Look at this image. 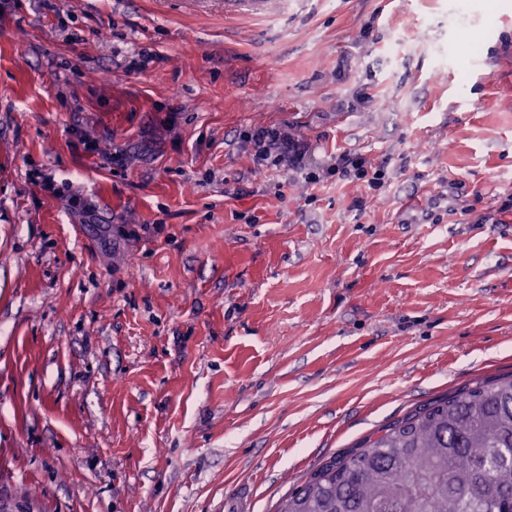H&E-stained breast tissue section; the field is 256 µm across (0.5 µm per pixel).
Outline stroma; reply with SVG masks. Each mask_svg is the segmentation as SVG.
Here are the masks:
<instances>
[{"instance_id": "stroma-1", "label": "stroma", "mask_w": 512, "mask_h": 512, "mask_svg": "<svg viewBox=\"0 0 512 512\" xmlns=\"http://www.w3.org/2000/svg\"><path fill=\"white\" fill-rule=\"evenodd\" d=\"M288 123L391 183L253 180ZM511 194L512 0H0V505L278 512L511 377ZM273 1L276 0H224V13L261 17L267 12V5Z\"/></svg>"}]
</instances>
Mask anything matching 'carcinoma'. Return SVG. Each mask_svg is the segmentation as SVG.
Instances as JSON below:
<instances>
[{
  "mask_svg": "<svg viewBox=\"0 0 512 512\" xmlns=\"http://www.w3.org/2000/svg\"><path fill=\"white\" fill-rule=\"evenodd\" d=\"M280 512H512V378L410 413Z\"/></svg>",
  "mask_w": 512,
  "mask_h": 512,
  "instance_id": "carcinoma-1",
  "label": "carcinoma"
}]
</instances>
